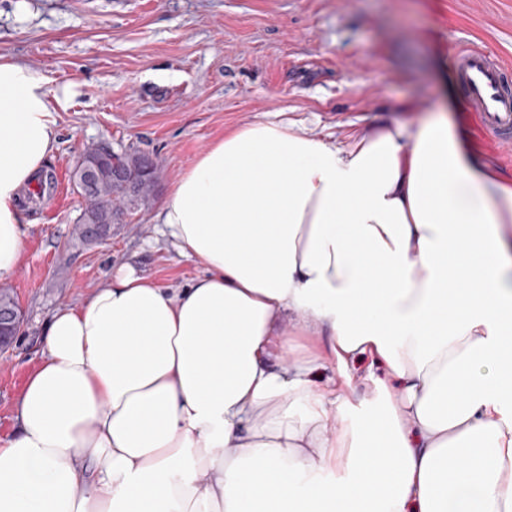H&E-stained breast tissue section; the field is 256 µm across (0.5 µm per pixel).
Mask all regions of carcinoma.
<instances>
[{
  "label": "carcinoma",
  "instance_id": "cac0c4a2",
  "mask_svg": "<svg viewBox=\"0 0 512 512\" xmlns=\"http://www.w3.org/2000/svg\"><path fill=\"white\" fill-rule=\"evenodd\" d=\"M73 180L85 201L75 239L92 245L108 238L112 225L124 223L127 215L150 200L158 181V164L144 153L114 152L91 184L85 183L81 162L74 168ZM91 224L101 228L102 236L94 239L89 235Z\"/></svg>",
  "mask_w": 512,
  "mask_h": 512
}]
</instances>
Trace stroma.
Listing matches in <instances>:
<instances>
[{
    "instance_id": "stroma-1",
    "label": "stroma",
    "mask_w": 512,
    "mask_h": 512,
    "mask_svg": "<svg viewBox=\"0 0 512 512\" xmlns=\"http://www.w3.org/2000/svg\"><path fill=\"white\" fill-rule=\"evenodd\" d=\"M468 41L512 59V0H0V55L70 88L45 165L53 189L28 195L22 265L6 286L24 315L0 350V439L40 359L43 323L133 265L168 288L201 271L155 217L210 142L244 124L294 121L343 143L380 121L416 128L447 100L456 133L512 176L482 132L454 65ZM89 147L159 164L154 196L106 241L82 246L72 171Z\"/></svg>"
}]
</instances>
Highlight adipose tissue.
<instances>
[{
    "label": "adipose tissue",
    "instance_id": "ef3b65f1",
    "mask_svg": "<svg viewBox=\"0 0 512 512\" xmlns=\"http://www.w3.org/2000/svg\"><path fill=\"white\" fill-rule=\"evenodd\" d=\"M63 98L0 60V281ZM201 274L55 311L0 440V512H512V178L453 131L255 121L159 209ZM382 366L368 396L318 370Z\"/></svg>",
    "mask_w": 512,
    "mask_h": 512
}]
</instances>
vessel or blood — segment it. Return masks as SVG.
<instances>
[{"label": "vessel or blood", "instance_id": "1", "mask_svg": "<svg viewBox=\"0 0 512 512\" xmlns=\"http://www.w3.org/2000/svg\"><path fill=\"white\" fill-rule=\"evenodd\" d=\"M454 61L466 101L483 130L504 149H512V63L482 45H459Z\"/></svg>", "mask_w": 512, "mask_h": 512}]
</instances>
